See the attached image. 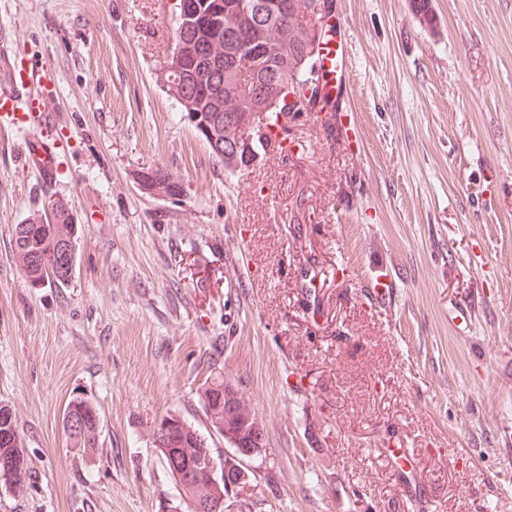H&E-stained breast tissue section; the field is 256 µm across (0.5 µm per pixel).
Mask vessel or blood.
Returning <instances> with one entry per match:
<instances>
[{
    "mask_svg": "<svg viewBox=\"0 0 512 512\" xmlns=\"http://www.w3.org/2000/svg\"><path fill=\"white\" fill-rule=\"evenodd\" d=\"M47 77L34 69L16 64L8 54L0 53V117L9 123L25 120L29 126H47L46 112L17 115L18 102L45 104L50 95ZM26 156L43 178H51L56 172L57 156L55 147L45 136L35 134L26 140Z\"/></svg>",
    "mask_w": 512,
    "mask_h": 512,
    "instance_id": "1",
    "label": "vessel or blood"
}]
</instances>
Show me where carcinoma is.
<instances>
[{
  "instance_id": "carcinoma-1",
  "label": "carcinoma",
  "mask_w": 512,
  "mask_h": 512,
  "mask_svg": "<svg viewBox=\"0 0 512 512\" xmlns=\"http://www.w3.org/2000/svg\"><path fill=\"white\" fill-rule=\"evenodd\" d=\"M288 2V15L304 17L317 0H189V8L207 19V31L185 28L175 21L174 41L192 43L193 54L185 62L180 83L186 94L198 101V110L208 112L217 122V136L228 141L242 137L235 123L238 112L256 103L257 91L263 84L277 79L268 93L280 97L279 107L271 111V126L288 134V84L313 73L322 44L329 37V26L322 23L323 35L315 36L314 25L285 21L280 3ZM411 8L419 25L431 30L438 20L432 0H411ZM235 69L227 71V59ZM67 241L73 251L66 254L56 244ZM14 261L27 283L56 282L71 279L72 255L76 254L77 236L68 217L61 211L46 222L35 221L12 228ZM80 415L85 424L70 435L72 447L91 452L98 447L99 417L87 400L68 402L64 417ZM14 466V483L20 485L28 475V458L18 421L11 405L0 402V461Z\"/></svg>"
}]
</instances>
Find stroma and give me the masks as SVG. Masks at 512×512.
<instances>
[{"label":"stroma","instance_id":"1","mask_svg":"<svg viewBox=\"0 0 512 512\" xmlns=\"http://www.w3.org/2000/svg\"><path fill=\"white\" fill-rule=\"evenodd\" d=\"M432 5L427 30L410 0H335L337 112L232 175L157 80L173 0H0L59 153L43 182L28 129L0 132V401L30 465L0 512L182 507L152 432L175 415L223 448L215 375L264 426L251 512H512V0ZM149 169L182 195L144 192ZM56 201L75 268L33 288L11 228ZM80 397L90 455L63 429ZM70 415H81L86 422L80 431L70 434V443L72 448L79 449L83 452H92L98 448L99 440V415L96 408L87 400L75 398L68 402L63 423Z\"/></svg>","mask_w":512,"mask_h":512}]
</instances>
